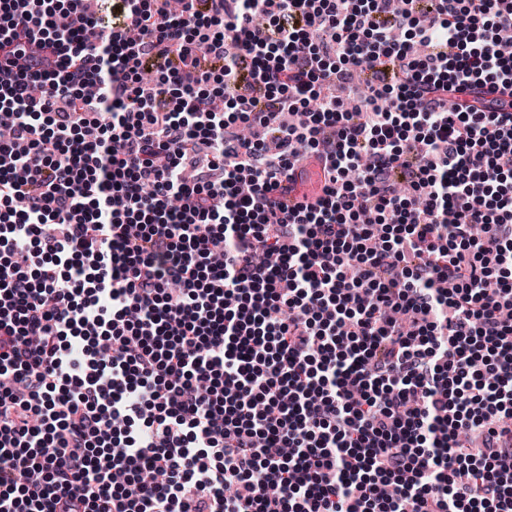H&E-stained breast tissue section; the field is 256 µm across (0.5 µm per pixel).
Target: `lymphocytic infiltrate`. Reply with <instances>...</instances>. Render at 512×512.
<instances>
[{
    "label": "lymphocytic infiltrate",
    "mask_w": 512,
    "mask_h": 512,
    "mask_svg": "<svg viewBox=\"0 0 512 512\" xmlns=\"http://www.w3.org/2000/svg\"><path fill=\"white\" fill-rule=\"evenodd\" d=\"M123 2L0 0V512H512V5ZM357 66H353L351 68L352 76L350 82L345 85H334L329 84L325 85L322 89V94L336 96L342 105V109L345 111L348 104L352 101H356L357 95H353L349 93L350 89L356 90L358 96L364 95L368 93V87L370 83L374 84L377 87H382L387 81L386 80H369L366 76L364 82L358 81L356 77ZM404 160L407 161V165L398 169L396 173L395 184L397 187H401L400 194L412 195L410 188V181L412 180L413 173L423 165L425 157L419 150V146H413L411 150H408L404 155ZM404 189V190H403ZM317 171L320 172L321 179L323 180L322 170H321L320 166L318 167L317 165H313L310 167V165H308V166L299 167V168L295 169L294 172L290 173V175L288 177L282 178L278 197L283 200H288V204H290V205L295 203L297 196L300 194V191L298 188L299 184L302 181L305 183L308 182L311 172H317ZM287 186H288V192L285 189V187H287Z\"/></svg>",
    "instance_id": "f902f5d3"
}]
</instances>
